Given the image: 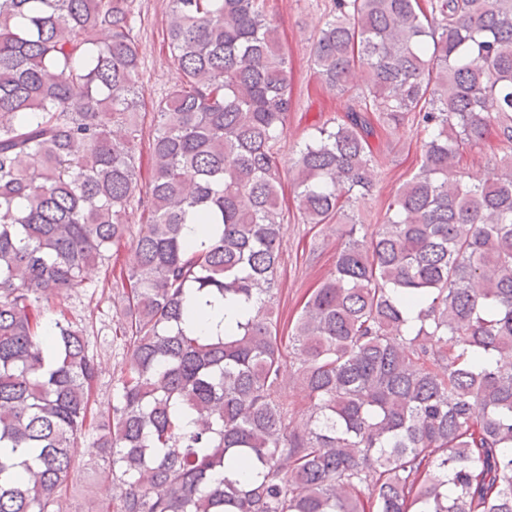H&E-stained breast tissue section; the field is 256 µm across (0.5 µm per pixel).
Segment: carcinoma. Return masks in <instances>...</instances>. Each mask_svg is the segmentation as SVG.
Instances as JSON below:
<instances>
[{
  "label": "carcinoma",
  "instance_id": "carcinoma-1",
  "mask_svg": "<svg viewBox=\"0 0 512 512\" xmlns=\"http://www.w3.org/2000/svg\"><path fill=\"white\" fill-rule=\"evenodd\" d=\"M166 37L143 188L132 0H0V512H60L87 434L116 491L98 512H512V0H333L313 58L346 114L290 163L304 223L347 230L286 336L277 27L266 0H172ZM408 127L419 170L362 233L371 139ZM491 127L497 172L452 173ZM97 265L126 302L104 420L66 318ZM199 301L252 312L203 336ZM287 376L300 424L273 396Z\"/></svg>",
  "mask_w": 512,
  "mask_h": 512
}]
</instances>
